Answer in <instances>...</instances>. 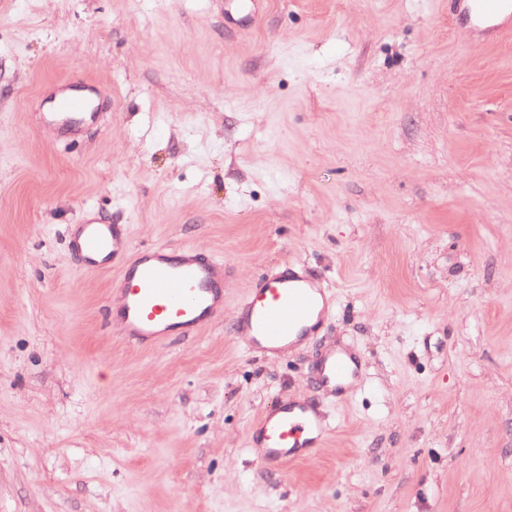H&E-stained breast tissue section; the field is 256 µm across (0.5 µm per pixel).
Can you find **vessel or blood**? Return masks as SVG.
Masks as SVG:
<instances>
[{"label":"vessel or blood","instance_id":"1","mask_svg":"<svg viewBox=\"0 0 512 512\" xmlns=\"http://www.w3.org/2000/svg\"><path fill=\"white\" fill-rule=\"evenodd\" d=\"M450 18L463 36L512 33V0H451ZM86 98H60L48 122L77 128L90 120ZM74 249L89 271L119 268L107 324L128 344L151 347L178 336L198 333L224 310V262L202 259L191 247L156 245L128 249L125 227L94 222L77 225ZM242 332L252 345L286 351L295 337L308 332L309 321L322 315L325 300L319 283L291 272L268 273L245 294ZM358 374L352 357L333 352L323 358V385L345 388ZM265 466H281L306 457L326 437L323 420L303 403H289L263 413L251 429Z\"/></svg>","mask_w":512,"mask_h":512}]
</instances>
